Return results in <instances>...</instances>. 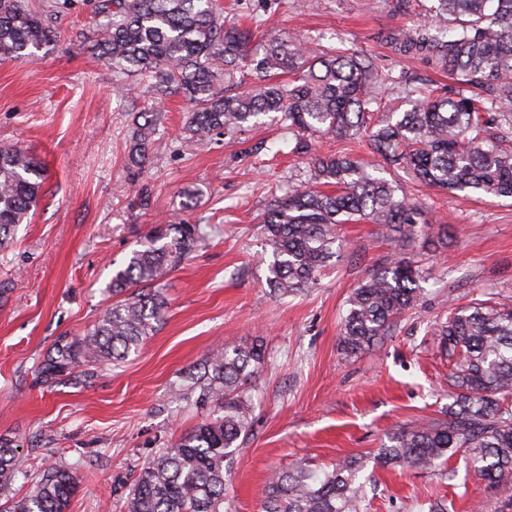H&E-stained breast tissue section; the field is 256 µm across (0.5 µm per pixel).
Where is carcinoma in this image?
Wrapping results in <instances>:
<instances>
[{"label":"carcinoma","mask_w":512,"mask_h":512,"mask_svg":"<svg viewBox=\"0 0 512 512\" xmlns=\"http://www.w3.org/2000/svg\"><path fill=\"white\" fill-rule=\"evenodd\" d=\"M63 3L34 7L0 0V60L27 62L55 38L48 14ZM102 16L92 48L112 66L117 88L137 73L145 93L180 96L190 105L183 128L188 146L217 135L237 136L269 113L289 132L367 138L377 164L352 156H318L305 177L288 184L265 213L272 247L269 284L280 296L318 284L339 256L337 228L371 220L398 241L422 231L423 210L400 194L399 178L479 197L512 198V0H437L431 21L409 30H387L377 39L401 57L458 77L447 96L419 89L405 112L372 121L376 88L384 81L366 56L348 49L311 47L288 36L251 48L248 27L224 22L216 0H100ZM247 67L261 84L242 87ZM288 76L280 82L277 77ZM221 82L240 87L220 91ZM159 111L133 119L130 168L150 161ZM41 162L17 146H0V248L28 224L42 198ZM203 240L197 224L157 227L112 276L119 300L88 333L60 342L39 368L49 382L81 362H120L156 331L164 309L147 289L177 267ZM429 274L420 261L400 254L381 262L346 301L340 346L349 357L380 342L422 299L419 282ZM443 352L453 361L452 402L437 418L407 427L380 449L385 466L434 470L461 455L489 485L512 484V306L455 307L438 328ZM266 364L260 344H226L195 372L182 390L220 414L143 467L123 512H224V492L240 442L248 438L252 381ZM364 461L348 457L332 468L296 463L267 485L262 512H363ZM16 449L0 444V490L16 480ZM78 489L73 472L50 464L30 493L0 504V512H68Z\"/></svg>","instance_id":"cac0c4a2"}]
</instances>
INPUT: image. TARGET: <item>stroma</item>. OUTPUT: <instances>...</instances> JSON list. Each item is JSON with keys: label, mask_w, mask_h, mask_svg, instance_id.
I'll return each mask as SVG.
<instances>
[{"label": "stroma", "mask_w": 512, "mask_h": 512, "mask_svg": "<svg viewBox=\"0 0 512 512\" xmlns=\"http://www.w3.org/2000/svg\"><path fill=\"white\" fill-rule=\"evenodd\" d=\"M433 0H219L226 19L253 25L252 49L271 36L336 43L369 55L391 83L381 111L407 105L397 80L408 72L445 93L456 83L380 43L386 29L431 18ZM99 0H70L57 13L55 41L36 61H0V145L42 163L45 194L30 223L0 249V440L18 449L25 473L5 492L26 496L51 463L79 482L70 512H123L133 478L161 449L208 419L183 395V373L224 343L263 345L267 363L252 384L251 431L233 464L224 512H260L275 472L298 461L329 468L365 462L366 512H512V487L488 493L462 457L421 472L380 466L375 457L399 429L438 416L448 403V361L435 327L451 306L512 303V199L467 198L404 182L424 206V236L397 243L370 221L342 225L343 249L316 287L281 297L268 284L265 212L310 156L276 114L230 138L184 148L186 104L144 96L142 77L113 86L112 68L86 47ZM162 110L151 163L130 174L135 113ZM196 191L186 202L183 190ZM200 225L204 239L154 289L165 308L153 336L125 361L84 362L46 383L38 370L61 339L87 334L113 301L112 272L158 222ZM404 252L432 265L424 299L390 336L363 354L339 347L351 288L383 259Z\"/></svg>", "instance_id": "1"}]
</instances>
